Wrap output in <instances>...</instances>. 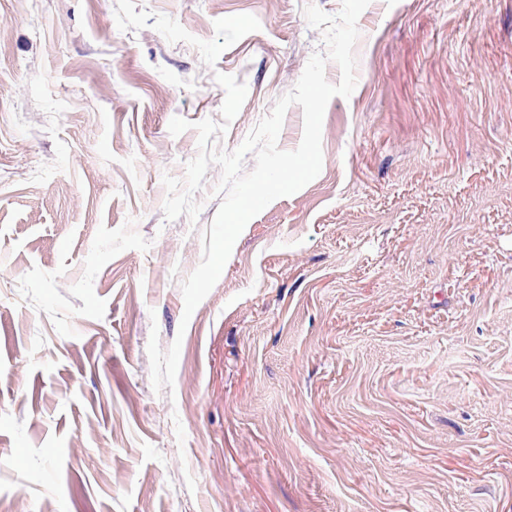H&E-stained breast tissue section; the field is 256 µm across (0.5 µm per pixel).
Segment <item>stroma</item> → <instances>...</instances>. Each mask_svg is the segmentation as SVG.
<instances>
[{
    "mask_svg": "<svg viewBox=\"0 0 512 512\" xmlns=\"http://www.w3.org/2000/svg\"><path fill=\"white\" fill-rule=\"evenodd\" d=\"M311 1L0 0V512H512V0H371L319 175L183 316L221 170L166 220L169 123L233 75L238 148Z\"/></svg>",
    "mask_w": 512,
    "mask_h": 512,
    "instance_id": "35a3bbf8",
    "label": "stroma"
}]
</instances>
